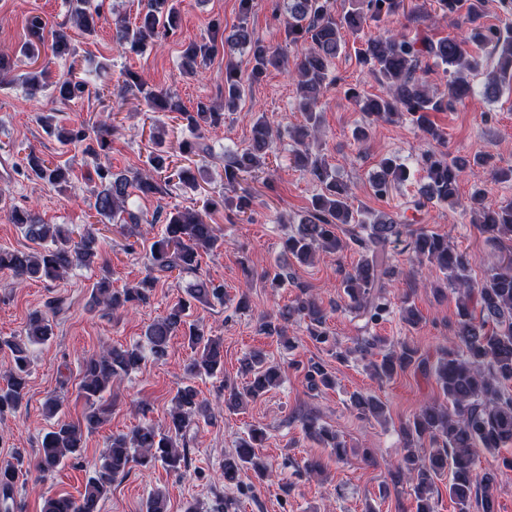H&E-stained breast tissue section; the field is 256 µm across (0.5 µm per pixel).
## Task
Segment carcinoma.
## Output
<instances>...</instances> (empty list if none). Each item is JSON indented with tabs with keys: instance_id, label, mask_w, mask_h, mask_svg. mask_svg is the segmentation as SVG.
Segmentation results:
<instances>
[{
	"instance_id": "cac0c4a2",
	"label": "carcinoma",
	"mask_w": 512,
	"mask_h": 512,
	"mask_svg": "<svg viewBox=\"0 0 512 512\" xmlns=\"http://www.w3.org/2000/svg\"><path fill=\"white\" fill-rule=\"evenodd\" d=\"M286 2V41L296 52L294 74L299 93L298 109L304 115V124L289 130L297 145L294 164L319 186V192L298 220L295 234L285 239V252L301 263L312 260L319 250L338 252L354 248L360 252L358 264L343 273L342 287L348 305L372 323L386 320L391 313V303L383 296L386 285L399 275L387 251L391 243L404 242L414 266L439 269L444 274V285L458 294L457 342L442 348L433 365L406 341L397 349L383 352L385 339L381 336H363L354 346L336 353L341 361L351 355L368 360L372 374L379 379H390L413 367L434 376L446 399L444 405H423L404 424V446L399 459L391 466V484L383 486L382 495L404 484L413 496L414 512H438L439 500L434 496L436 484L448 474V495L458 512H471L474 506L480 512H495L496 474L477 475L475 448L495 450L512 443V260L491 273L483 283H473L468 274L470 258L452 248L448 237L411 223L404 214L393 216L362 206L354 207L353 188L337 177L322 155L312 152L310 140L316 138L320 130L321 97L336 85L330 66L345 51L347 38L354 37L364 39V47L358 51L359 62L375 76L382 93L364 95L350 87L345 95L375 122L392 123L409 116L426 143L443 141V133L430 120L429 113L451 112L458 102L471 97L474 87L469 76L484 75L483 96L488 99L498 97L505 89L512 90V0H500L506 14V23L502 26L483 22L484 0H436L443 14L460 15L466 24L461 36L437 41L412 38L401 31L366 34L368 21L399 16L403 0H353L341 13L333 10L331 0ZM252 9L253 0H239V21L233 34L224 35L223 22L214 19L207 37L190 43L182 55L180 76L196 78L204 73L217 44L232 51L239 48L248 51L251 70L247 77H242L233 62L225 64L222 108L199 101L195 111L190 112L170 91L148 85L131 71L122 73L125 90L137 91L138 105L149 112L173 113L175 119L185 123L191 131L193 139L177 145L178 153L184 157L204 158L211 154L205 131L222 125L224 114L237 110L245 98L246 87L259 82L269 69L281 68L288 61L286 53L253 37L248 26ZM69 16L79 30L92 35L96 32L100 8L91 7L88 0H70ZM180 23L176 0H148L146 10L135 22L117 17L112 40L124 53H143L151 40L162 41L176 35ZM46 26L42 17H31L28 24L31 39L20 47L21 55L33 64L40 56ZM52 36L53 54L76 56L65 31L56 30ZM433 66L443 68L448 76V93L442 96L429 93L423 77ZM86 87V80L72 69L54 83L55 97L69 102L82 96ZM52 120L51 115L40 116V122L48 132L56 133L61 145H80L85 153L97 159L108 156L112 132L116 129L113 113H107L106 119L91 126L81 123L58 131L52 129ZM280 135L264 115H256L251 144L224 153V186L232 196L208 199L201 211L185 208L167 213L163 235L151 245L146 274L137 285L114 290L106 275L93 285L94 305L115 311L146 304L161 273L175 272L181 278H192L184 289V297L147 327L145 345L108 346L83 360L78 383V397L85 403L83 419L77 423H56L44 434L35 458L37 469L44 474L51 473L64 462L79 458L84 431L97 428L105 421V393L112 388L113 380L139 367L144 358L143 348H148L150 354L160 360L166 356L171 339L182 336L192 350V357L184 366L187 382L173 397L168 430L163 432L144 424L129 433L109 436L100 465L95 467L81 498L50 497L42 512H98V503L107 496L112 482L128 474L135 465L147 468L159 462L175 474H181L187 430L202 420H212L208 404L199 399L191 380L202 375L212 377L224 370L221 337L207 334L189 320L194 306L224 302V285L203 275L199 265V252L212 251L221 241L219 229L208 223L206 217L220 207L233 209L238 216L252 210L254 195L241 184L264 168ZM151 140L155 149L148 155L147 168L132 179L112 172L107 166L97 167L101 189L96 191L93 204L96 223L119 224L129 238L142 236L139 216L127 209L131 196L160 195L175 180L180 187L195 190L204 179L203 166L174 168L159 137L153 135ZM419 165L424 184L410 202V209L416 212L431 203L456 205L460 174L471 165L486 169L497 182H512V168L495 166L488 155L469 160L461 156L449 158L427 149L422 152ZM27 173L36 181L60 189L69 176L68 169L33 154L27 158ZM408 176L407 166L398 158L382 157L378 171L370 179L374 197L388 198ZM466 209L472 214L471 223L480 225L489 241L512 244V200L490 205L485 202L483 189L477 186L470 193ZM9 220L34 244L28 252L0 249V273L9 274L17 285L62 279L76 268L95 264L100 250L96 223L86 224L83 230L77 231L61 224H47L32 210L18 209L10 212ZM263 277L273 288L291 282L299 289V294L275 316L264 320L262 331L283 339L290 346L292 340L285 336L288 322L295 318L306 319L310 337L326 342V308L308 288L295 282L288 265L277 263L265 271ZM60 310L61 301L50 300L45 309L29 314L20 335L0 337V351L9 352L11 358L4 382L0 384L1 422L21 412L31 374L30 349L53 336L52 318ZM399 313L412 328L422 321L419 310L407 296L401 301ZM242 370L250 375L244 386L224 385V404L230 410L259 398L278 386L283 378L280 366L268 362L260 351L252 352L243 361ZM302 370L312 390L335 385V377L320 361L311 362ZM351 407L360 418L379 419L384 415L382 401L369 393L354 394ZM302 429L307 438L332 449L336 461L345 459V445L335 432L319 424L317 417H305ZM264 439V430L254 426L247 437L239 441L235 451L224 455L225 483L237 482L244 471L252 472L261 485L271 480L272 468L255 452ZM23 464L24 457L19 453L16 462L0 465V512H10L12 508L10 501Z\"/></svg>"
}]
</instances>
